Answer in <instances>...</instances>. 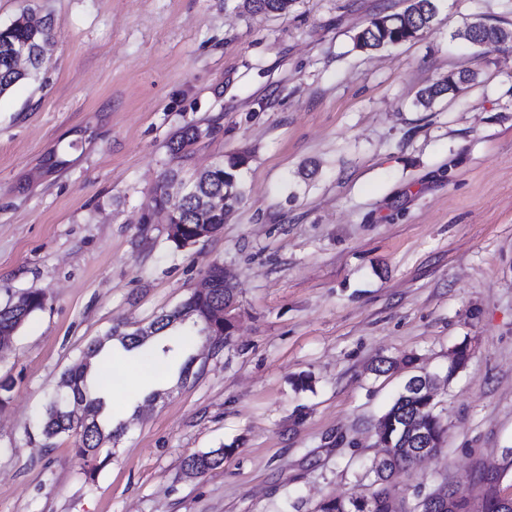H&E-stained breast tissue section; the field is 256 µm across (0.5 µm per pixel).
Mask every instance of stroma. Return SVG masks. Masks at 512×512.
<instances>
[{"label": "stroma", "mask_w": 512, "mask_h": 512, "mask_svg": "<svg viewBox=\"0 0 512 512\" xmlns=\"http://www.w3.org/2000/svg\"><path fill=\"white\" fill-rule=\"evenodd\" d=\"M243 0H0L50 17L41 78L0 96V305L45 306L0 357V512H315L368 494L376 423L410 372L439 378L443 448L397 481L473 498L512 494V0H435L433 26L363 51L354 38L406 0H297L255 17ZM473 83L430 109L420 89ZM206 130L172 158L185 127ZM57 150L68 161L39 168ZM246 152L244 200L217 234L175 249L153 191ZM237 290L223 346L192 336L152 387L109 393L124 423L87 477L80 436L38 417L62 373L116 324L179 305L211 264ZM470 357L448 371L450 352ZM413 358L412 367L401 358ZM396 360L375 373L379 360ZM227 447L187 476L191 454ZM498 30L501 27L487 25L483 22H476L471 24L466 31L470 33V42L474 45H485L493 43H508L510 41L501 40L497 37ZM471 80H473V75L467 69L461 68L457 71L448 72L446 77L433 82L420 92L417 100L418 104L425 109H429L438 98L450 92L458 91L460 85Z\"/></svg>", "instance_id": "1"}]
</instances>
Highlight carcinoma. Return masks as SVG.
Instances as JSON below:
<instances>
[{"label":"carcinoma","instance_id":"1","mask_svg":"<svg viewBox=\"0 0 512 512\" xmlns=\"http://www.w3.org/2000/svg\"><path fill=\"white\" fill-rule=\"evenodd\" d=\"M294 2L295 0H244L248 11L253 14L286 12ZM407 2V7L401 12L373 17L356 36L357 46L378 50L408 41L433 24L437 13L434 0ZM498 30L499 27L483 22L473 23L467 28L470 42L479 46L501 42L497 37ZM54 39L55 33L49 19H37L27 10L22 11L10 23L0 25L1 96L15 84L39 76L46 67L47 53ZM20 53L25 55L21 63L16 60ZM471 80L473 75L467 69L451 71L447 76L423 89L419 94L418 104L429 109L438 98L458 91L460 85ZM198 132L199 128L196 126L183 129L169 146L172 157L181 158L187 154L197 143ZM248 161L249 154L246 152L233 155L215 164L195 180L183 195L184 223L176 225L177 232L171 237L176 247H184V241L197 236L202 225L224 223V212L215 213L206 208L210 195L223 194L229 210L242 203L244 191L239 170ZM226 298H236V290L230 284L224 285L217 296L194 292L183 300V306L193 312L194 321L169 328L145 344L123 338L119 343L128 351L147 346L150 351L163 356L173 355L178 352L180 345V341L174 339V336L184 334L186 329L199 332L200 328L196 327L195 323L203 325L212 320L217 306L224 304ZM44 305L43 294L27 292L17 301H9L0 306V337L15 335L37 311L43 309ZM118 331L120 326L117 325L112 328L111 334L89 344L78 362L63 373L62 380L84 400L86 419L81 421L73 418L67 402L56 396L49 399L41 417V433L48 440L70 432L80 435L81 444L74 449V454L82 461L89 475L101 467L102 460L112 456V449L104 447V442L117 439L124 433L122 423L109 429L102 424L100 416L105 400L93 379L99 356L105 345L112 341V334ZM435 408L434 394L428 390L427 385L408 380L376 425L381 447L392 449L393 456L385 469L379 470L372 465L366 471V476L372 478V483L376 484L375 495L370 499L338 497L323 501L318 505L317 512H430L427 504L410 503L398 497L392 482L393 473L415 463L414 449L406 446L410 432L434 441V452H440L444 429ZM225 452L226 448L222 447L193 454L184 460L183 468L191 475L203 476L224 462Z\"/></svg>","mask_w":512,"mask_h":512}]
</instances>
